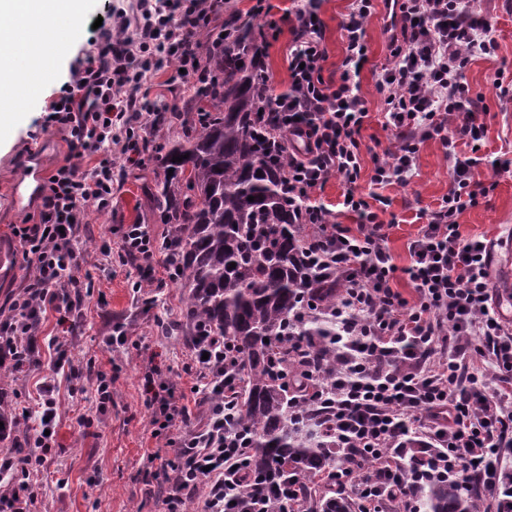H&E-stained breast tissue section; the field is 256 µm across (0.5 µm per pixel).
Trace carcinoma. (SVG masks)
<instances>
[{
    "label": "carcinoma",
    "mask_w": 512,
    "mask_h": 512,
    "mask_svg": "<svg viewBox=\"0 0 512 512\" xmlns=\"http://www.w3.org/2000/svg\"><path fill=\"white\" fill-rule=\"evenodd\" d=\"M224 30V47L209 58L219 81L200 89L198 99L156 113V124L181 126L183 138L136 141L143 162L156 161L163 170L150 195L167 228L161 248L187 289L185 321L168 334L222 336L235 347L240 384L232 405L256 489L295 473L306 481L302 495L314 512H351L346 499L330 503L311 486L335 465L336 449L317 433V406L292 401V380L302 366L330 387L336 327L299 315L335 300L336 280L321 281L306 260L284 171L271 164L255 133L261 70L249 57L254 23L232 14ZM175 156L183 160L172 161ZM477 497L453 483L431 482L422 486L419 506L478 512Z\"/></svg>",
    "instance_id": "carcinoma-1"
}]
</instances>
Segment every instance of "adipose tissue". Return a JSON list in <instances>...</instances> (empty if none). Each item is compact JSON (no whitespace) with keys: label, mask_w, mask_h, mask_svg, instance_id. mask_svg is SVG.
<instances>
[{"label":"adipose tissue","mask_w":512,"mask_h":512,"mask_svg":"<svg viewBox=\"0 0 512 512\" xmlns=\"http://www.w3.org/2000/svg\"><path fill=\"white\" fill-rule=\"evenodd\" d=\"M63 0H0V107L8 93L47 74L69 41L46 26Z\"/></svg>","instance_id":"adipose-tissue-1"}]
</instances>
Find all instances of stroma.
I'll use <instances>...</instances> for the list:
<instances>
[{
  "instance_id": "stroma-1",
  "label": "stroma",
  "mask_w": 512,
  "mask_h": 512,
  "mask_svg": "<svg viewBox=\"0 0 512 512\" xmlns=\"http://www.w3.org/2000/svg\"><path fill=\"white\" fill-rule=\"evenodd\" d=\"M116 0H80L83 22L66 54L54 67V76L41 92L18 105L11 122L0 133V246L18 248L13 227L25 217L38 214L41 203L33 201L27 211L16 210L10 201L13 182L39 163L51 173L69 153V133L44 123L45 107L58 98L73 80L78 63L95 51L98 36L96 19L110 20ZM352 0H319L324 22L327 60L325 76H336L344 58L345 44L341 23ZM475 12L487 20L498 42L494 56H477L466 70L465 81L473 93L485 97L490 114L480 156L486 160L478 170L480 179L496 180V188L478 205L458 217L463 235L493 242L501 256L512 254V172L494 175L491 164L512 159V96H500L491 82L496 70L512 72V0H471ZM368 59L360 76L361 92L368 102L370 118L361 132L363 168L357 190L361 194L377 191L390 205L382 218L394 221L386 242L397 265L409 262L408 241L419 228L418 210L437 209L451 185L452 152H463V145L446 149L439 138L423 140L418 146L413 175L409 182L375 188L370 175L375 162L385 161L394 135L382 125L383 101L376 88L382 69L391 59V42L386 31L383 8H376L367 28ZM112 161L123 171L116 183L112 203L104 210L90 209L88 219L92 235L82 244L83 269L95 283L78 321L62 329L56 314H47L38 334L42 339L63 337L67 358L72 365L88 360L114 363L121 370L112 387V401L99 410L94 380L57 375L58 418L56 445L52 460L38 474V501L35 512H164L160 497L148 490L143 474L148 467L146 449L165 447L164 439L153 437L150 416L143 404L141 373L147 362L158 365L179 391L189 392L192 381L184 372L189 360L187 343L162 335L157 329L161 319H180L185 291L166 282L156 292L151 308H144L142 294L131 284L138 277L130 266L120 263L117 254L103 255L106 246H115L122 225H147L154 238H161L164 226L153 211L148 189L153 177L133 178V166L126 154L113 149ZM131 328L135 348L110 352L104 341L115 324ZM55 355L43 350L40 366L13 373L0 372V396L16 410L33 406L43 375L53 368ZM92 418V426H83V418Z\"/></svg>"
}]
</instances>
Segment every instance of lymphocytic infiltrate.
<instances>
[{
    "instance_id": "1",
    "label": "lymphocytic infiltrate",
    "mask_w": 512,
    "mask_h": 512,
    "mask_svg": "<svg viewBox=\"0 0 512 512\" xmlns=\"http://www.w3.org/2000/svg\"><path fill=\"white\" fill-rule=\"evenodd\" d=\"M223 8L224 0H135L101 30V49L75 70L66 94L48 103L50 123L70 132V152L48 178L37 221L13 228L32 273L9 307L0 308V357L12 369L40 365L37 329L47 312L61 324L81 314L91 282L80 243L89 206L105 209L112 197L116 129L141 117L157 72L182 70L188 88L206 77L199 43H222ZM390 8L400 42L378 91L395 143L388 161L375 164L371 183L404 182L424 139L467 147L453 153L448 194L409 241L404 267L385 245L386 199L355 191L369 117L357 78L367 61L373 0H353L341 24L345 57L338 77L323 75L324 23L313 0L268 23L259 40L264 53L270 34L285 27L292 35L288 88L271 96V144L295 219L310 229L302 249L317 274L340 287L335 305L323 311L336 326L332 386L306 394L319 403L321 431L338 451L325 479L338 493H351L360 512H383L386 504L420 512L415 491L434 479L478 487L496 512H512V473L503 466L512 447V327L491 304L489 243L464 237L458 224L459 215L496 187L477 179L482 159L473 152L487 132L488 108L461 76L498 43L467 0H390ZM334 176L347 186L342 206L357 216L356 226L336 223L331 210L312 201ZM118 245L121 260L149 263L136 288L152 286L155 239L147 225L123 226ZM402 275L413 297L396 288ZM235 363L229 344L208 336L192 346L185 372L195 391L220 390L225 368ZM142 391L153 436L175 439L173 455H147L166 512H186L192 501L197 512H267L263 501L242 494L247 446L229 430L233 417L224 399H212L196 419L185 394L152 364ZM27 416L34 420V450L0 456V512H32L37 500L29 476L45 467L55 443L53 377H44Z\"/></svg>"
}]
</instances>
